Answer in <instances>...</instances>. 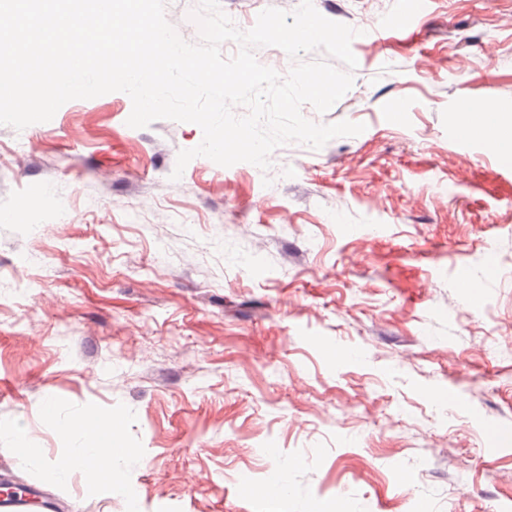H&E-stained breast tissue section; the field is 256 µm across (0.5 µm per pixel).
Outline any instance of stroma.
<instances>
[{
    "instance_id": "stroma-1",
    "label": "stroma",
    "mask_w": 512,
    "mask_h": 512,
    "mask_svg": "<svg viewBox=\"0 0 512 512\" xmlns=\"http://www.w3.org/2000/svg\"><path fill=\"white\" fill-rule=\"evenodd\" d=\"M406 1L313 0L358 29L357 67L302 113L365 130L266 171L172 180L201 128L129 127L123 92L0 124V213L52 186L37 223L0 222V480L126 512L56 478L90 414L139 512L512 505V157L453 129L465 104L512 117V0ZM220 5L244 31L297 7Z\"/></svg>"
}]
</instances>
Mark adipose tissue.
I'll use <instances>...</instances> for the list:
<instances>
[{"instance_id":"adipose-tissue-1","label":"adipose tissue","mask_w":512,"mask_h":512,"mask_svg":"<svg viewBox=\"0 0 512 512\" xmlns=\"http://www.w3.org/2000/svg\"><path fill=\"white\" fill-rule=\"evenodd\" d=\"M464 123L469 132L483 138L502 155H512V139L500 134L501 115L494 110L473 111L471 106L461 108ZM70 427L91 436V443L86 447L75 448L70 457L60 466V476H68L76 470H85L105 491H121L123 482L117 473L116 459L120 454L115 446L114 432L107 425L98 422L90 415L75 418Z\"/></svg>"}]
</instances>
